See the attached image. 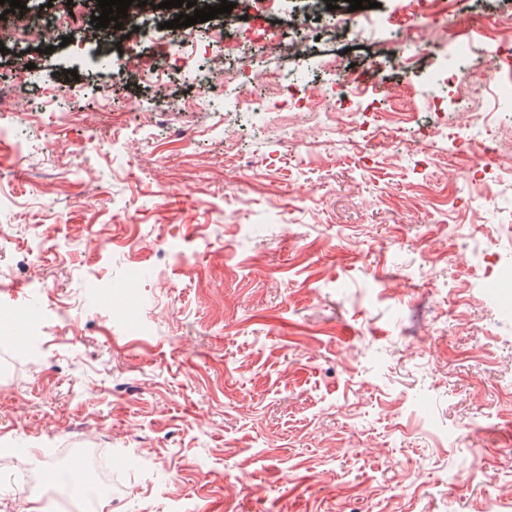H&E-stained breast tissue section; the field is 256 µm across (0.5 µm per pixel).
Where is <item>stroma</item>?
Here are the masks:
<instances>
[{"label": "stroma", "instance_id": "stroma-1", "mask_svg": "<svg viewBox=\"0 0 512 512\" xmlns=\"http://www.w3.org/2000/svg\"><path fill=\"white\" fill-rule=\"evenodd\" d=\"M47 2L27 0L35 29ZM337 4L312 12L306 59L269 46L263 66L343 94L342 124L200 82L220 53L208 21L206 52L177 60L178 32L156 18L143 39L100 29L45 54L34 29L0 52V91L20 103L0 138V312L38 314L0 327V358L20 357L0 368V512L33 494L83 512L69 468L48 483L33 466L72 448L98 449L117 512L512 500V310L487 286L512 262V111L427 84L447 44L479 61L477 18L512 0H448L446 42L407 66L386 22L397 0L361 39L329 25L348 15ZM300 8L243 5L224 34L290 32ZM116 43L128 61L98 65ZM326 55L364 85L345 87ZM148 65L163 83L140 78Z\"/></svg>", "mask_w": 512, "mask_h": 512}]
</instances>
